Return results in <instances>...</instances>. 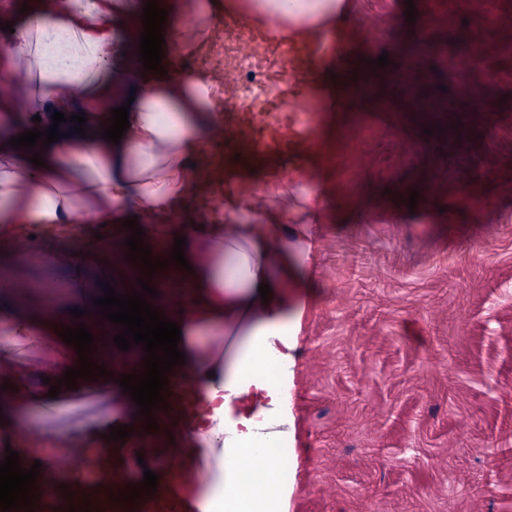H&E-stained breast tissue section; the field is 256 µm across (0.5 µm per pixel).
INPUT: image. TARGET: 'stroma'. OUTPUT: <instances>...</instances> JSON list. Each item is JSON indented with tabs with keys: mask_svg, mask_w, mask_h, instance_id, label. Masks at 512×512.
I'll list each match as a JSON object with an SVG mask.
<instances>
[{
	"mask_svg": "<svg viewBox=\"0 0 512 512\" xmlns=\"http://www.w3.org/2000/svg\"><path fill=\"white\" fill-rule=\"evenodd\" d=\"M450 6L463 24L449 33L424 28V0H354L353 13L385 32L373 60L425 32L432 52L418 95L448 103L456 78L440 57L471 37L466 0ZM507 36L497 28L479 38L482 69L505 78L481 83L489 110L463 134L397 97L347 112L320 98L302 119L327 152L295 146L277 159L326 205L293 351L287 512H512V59L497 54ZM355 119L363 132L347 137ZM351 157L357 185L341 174ZM464 193L474 206L460 205ZM0 344L29 366L23 379L0 367V384L20 391L60 372L47 339ZM114 407L101 382L30 416L74 451L69 433Z\"/></svg>",
	"mask_w": 512,
	"mask_h": 512,
	"instance_id": "35a3bbf8",
	"label": "stroma"
}]
</instances>
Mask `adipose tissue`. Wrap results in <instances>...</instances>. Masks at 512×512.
<instances>
[{"label": "adipose tissue", "mask_w": 512, "mask_h": 512, "mask_svg": "<svg viewBox=\"0 0 512 512\" xmlns=\"http://www.w3.org/2000/svg\"><path fill=\"white\" fill-rule=\"evenodd\" d=\"M146 0H36L28 12L10 9V42L28 44L30 52L0 53V74L19 67L34 71L39 89L23 87L0 97V112L10 119L0 125V272L13 274L15 228H36L41 257L39 284L58 283L61 265L88 270H113L122 276L134 263L113 266L109 245L90 237L75 248L78 230L121 226L135 215L149 217L143 243L153 258H170L177 237H185L189 269L175 274L184 295L159 308L181 329L178 348L185 361L174 366L169 381L190 376L198 383L195 400L205 415H190L177 431L178 445L190 448L192 464L212 467L200 497L223 503L224 512H284L274 491L279 464L262 454L271 439L289 443L294 417L288 397L295 347V321L302 312L292 289H310L311 244L287 228L288 214L270 205L225 191L220 213L183 224L178 208L197 178L194 166L202 146L214 137L223 119L210 101L206 75L171 69L172 57L190 51L199 31L188 21L187 0H163L167 75L133 64ZM215 13L248 15L265 28L280 23L291 32L295 23L311 28L300 41L307 50L312 37L335 34L340 45L351 42L350 0H212ZM129 105L130 126L119 143L101 136L111 111ZM86 115L87 137L61 124L62 139L41 149L44 166L30 161L31 150L15 149L10 139L23 132L45 130L54 113ZM269 284L268 298L258 287ZM76 298L54 313L44 306L0 308V334L15 338L57 339L64 327L86 324L95 329L97 312L78 319L70 310ZM220 328L224 345L199 344L203 329ZM222 451L211 464L208 449ZM261 468L267 482L247 487L238 479L239 466Z\"/></svg>", "instance_id": "adipose-tissue-1"}]
</instances>
